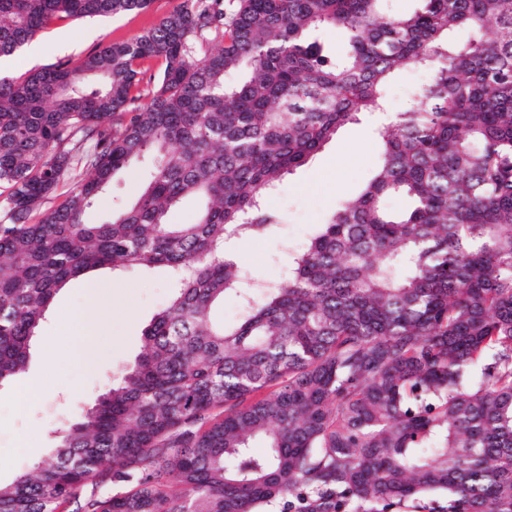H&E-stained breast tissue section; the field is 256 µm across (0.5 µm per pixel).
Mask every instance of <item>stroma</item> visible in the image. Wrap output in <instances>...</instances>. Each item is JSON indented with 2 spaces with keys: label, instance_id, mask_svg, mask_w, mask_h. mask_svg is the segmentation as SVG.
<instances>
[{
  "label": "stroma",
  "instance_id": "35a3bbf8",
  "mask_svg": "<svg viewBox=\"0 0 512 512\" xmlns=\"http://www.w3.org/2000/svg\"><path fill=\"white\" fill-rule=\"evenodd\" d=\"M180 0H152L138 14L80 19L51 25L35 47L0 62V71L18 75L68 56L79 57L104 41L119 42L141 34L169 14ZM378 118L345 125L308 165L288 175L269 198L278 213L276 234L233 241L228 250L259 277L276 281L288 272L278 255L283 247L301 248L316 225L325 223L345 198L355 195L375 169L381 151ZM156 159L139 158L131 172L114 179L86 220L109 219L113 202L134 198ZM95 279L99 299H92L82 279L71 281L52 303L31 350L23 380L40 385V396L21 401L16 384L0 387V482L10 483L48 454L66 425L75 421L102 392L106 378L132 361L142 346V331L171 293L165 270L146 275L103 269Z\"/></svg>",
  "mask_w": 512,
  "mask_h": 512
}]
</instances>
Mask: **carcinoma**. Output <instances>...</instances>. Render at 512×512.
<instances>
[{
  "label": "carcinoma",
  "instance_id": "obj_1",
  "mask_svg": "<svg viewBox=\"0 0 512 512\" xmlns=\"http://www.w3.org/2000/svg\"><path fill=\"white\" fill-rule=\"evenodd\" d=\"M151 2L0 0V60L55 21ZM417 2L181 0L125 41L0 75V386L71 280H173L140 354L0 483V512H512V0ZM336 28L342 55L320 35ZM406 70L429 79L378 128L362 191L284 279L255 277L226 244L273 233L265 199L386 111ZM146 153L133 201L86 223ZM188 197L200 210L171 222ZM227 295L238 318L218 323Z\"/></svg>",
  "mask_w": 512,
  "mask_h": 512
}]
</instances>
